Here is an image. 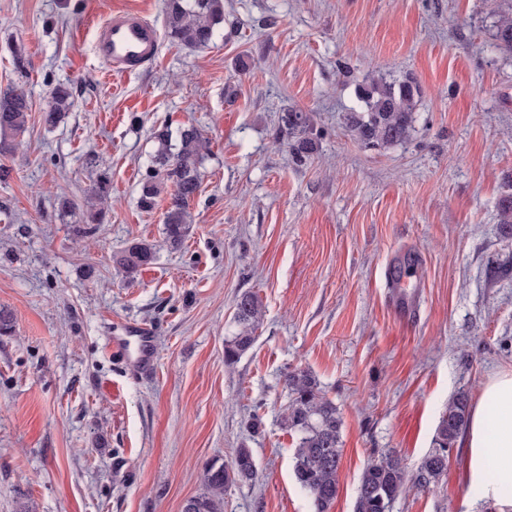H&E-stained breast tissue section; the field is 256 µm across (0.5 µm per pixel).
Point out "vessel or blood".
Masks as SVG:
<instances>
[{
    "label": "vessel or blood",
    "mask_w": 512,
    "mask_h": 512,
    "mask_svg": "<svg viewBox=\"0 0 512 512\" xmlns=\"http://www.w3.org/2000/svg\"><path fill=\"white\" fill-rule=\"evenodd\" d=\"M159 43L158 29L141 12L116 9L96 30L94 54L110 74H122L149 64L157 55ZM110 343L112 353L135 374L147 376L153 372L156 352L150 329L127 324L123 333L111 337Z\"/></svg>",
    "instance_id": "b4317fda"
}]
</instances>
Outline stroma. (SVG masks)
Returning a JSON list of instances; mask_svg holds the SVG:
<instances>
[{"label":"stroma","instance_id":"1","mask_svg":"<svg viewBox=\"0 0 512 512\" xmlns=\"http://www.w3.org/2000/svg\"><path fill=\"white\" fill-rule=\"evenodd\" d=\"M162 3L0 0V88L23 84L32 101L21 147L0 154V308L14 317L0 335V512H181L205 468L241 447L257 475L226 487L224 512H311L280 425L295 368L341 411L330 512H354L368 460L395 451L415 470L448 400L478 403L490 376L512 371V229L498 222L512 195V56L488 51L484 0H224L208 48L165 39L150 64L106 73L96 26L115 8L163 24ZM405 74L421 92L411 138L352 139L356 85ZM62 82L75 107L50 128ZM288 107L318 143L302 168L279 131ZM164 124L194 125L210 146L177 250L168 194L138 204ZM103 171L112 206L84 234L58 196L82 203ZM134 239L156 259L125 280L112 257ZM407 252L411 323L386 281ZM244 291L264 322L229 363ZM129 322L156 338L151 376L110 350L111 327ZM464 453L454 444L439 484L408 486L392 512H512L472 494Z\"/></svg>","mask_w":512,"mask_h":512}]
</instances>
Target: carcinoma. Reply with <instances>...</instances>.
I'll use <instances>...</instances> for the list:
<instances>
[{
	"label": "carcinoma",
	"instance_id": "obj_1",
	"mask_svg": "<svg viewBox=\"0 0 512 512\" xmlns=\"http://www.w3.org/2000/svg\"><path fill=\"white\" fill-rule=\"evenodd\" d=\"M493 18V47L512 53V0H490ZM224 22L223 0H164L165 33L171 42L201 49L213 43L218 26ZM419 87L409 76L372 79L356 89L357 108L347 114L350 136L364 145L391 147L408 141L414 131ZM74 106L72 90L56 85L43 120L52 127L60 123ZM31 105L24 87L15 85L0 91V153L12 149L15 140L27 129ZM308 117L295 108L280 116V132L287 136L293 162L302 166L316 153V142L307 131ZM157 150L140 182L139 206L151 210L166 188H171L165 212L166 241L179 249L189 231L188 207L201 186V168L208 155V141L200 130L183 126L177 132L167 127L152 132ZM110 178L98 175L85 198L86 223H104L108 208ZM155 260V247L144 240L130 241L113 256L117 272L133 279ZM236 332L224 344V359L232 361L247 351L263 324L259 297L245 291L235 303ZM288 406L280 424L295 438L293 476L296 484L311 498V512H330L339 493V468L343 452L340 409L320 387L313 373L298 368L284 377ZM470 399L459 392L448 400L440 417L433 449L410 475L395 453L374 458L364 466L357 488L354 512H391L393 502L408 484L428 487L439 482L448 469V449L467 428ZM256 463L249 448L236 451L231 466L212 463L204 472L201 492L189 498L183 512H224V489L236 482L254 479Z\"/></svg>",
	"mask_w": 512,
	"mask_h": 512
}]
</instances>
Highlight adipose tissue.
Instances as JSON below:
<instances>
[{
    "instance_id": "obj_1",
    "label": "adipose tissue",
    "mask_w": 512,
    "mask_h": 512,
    "mask_svg": "<svg viewBox=\"0 0 512 512\" xmlns=\"http://www.w3.org/2000/svg\"><path fill=\"white\" fill-rule=\"evenodd\" d=\"M466 475L488 496L501 498L512 487V371L491 377L466 429Z\"/></svg>"
}]
</instances>
